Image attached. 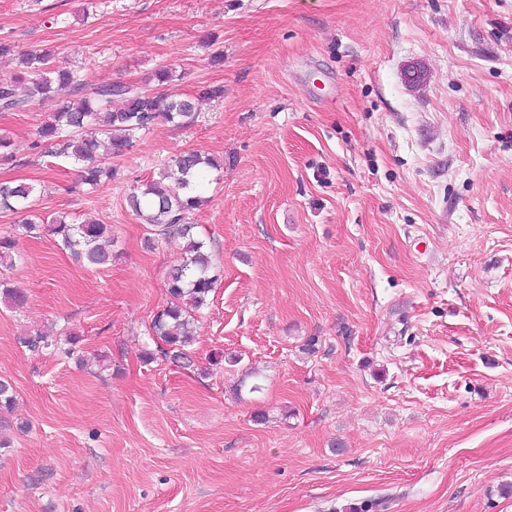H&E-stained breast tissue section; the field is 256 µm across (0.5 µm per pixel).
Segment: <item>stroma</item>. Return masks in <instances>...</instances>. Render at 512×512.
Here are the masks:
<instances>
[{
  "label": "stroma",
  "instance_id": "stroma-1",
  "mask_svg": "<svg viewBox=\"0 0 512 512\" xmlns=\"http://www.w3.org/2000/svg\"><path fill=\"white\" fill-rule=\"evenodd\" d=\"M1 40L0 76L44 50L224 95L92 192L35 144L59 99L0 112V181L114 237L82 267L0 213V512H512V0H0ZM192 150L223 168L189 216L220 277L186 368L150 330L182 242L127 196Z\"/></svg>",
  "mask_w": 512,
  "mask_h": 512
}]
</instances>
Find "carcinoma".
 Listing matches in <instances>:
<instances>
[{
	"instance_id": "carcinoma-1",
	"label": "carcinoma",
	"mask_w": 512,
	"mask_h": 512,
	"mask_svg": "<svg viewBox=\"0 0 512 512\" xmlns=\"http://www.w3.org/2000/svg\"><path fill=\"white\" fill-rule=\"evenodd\" d=\"M20 63L23 71L0 77V112L21 111L51 93L64 96L60 109L40 127L38 142L56 143L59 155L80 165V181L92 189L112 177L107 160L132 148L138 133L160 120L181 125L196 112L199 99L224 95L220 86L205 87L193 97L177 93L170 89L174 75L168 68L155 72L161 86L155 91L124 82L94 83L56 67L47 54L24 53ZM116 98L122 100V107L114 110ZM220 168L216 159L188 152L128 196L130 209L151 227V234L183 241V256L166 272L169 299L151 321L152 336L159 341L157 352L176 362L189 359L196 313L207 305L217 281L205 242L188 216L201 203L196 189L209 170ZM33 192V185L26 182L0 183V211L14 213L27 206ZM42 225L83 263L98 267L112 263L108 225L76 223L64 214L45 220L30 209L21 227L30 233ZM15 244L11 236L0 237L1 266L13 265Z\"/></svg>"
}]
</instances>
